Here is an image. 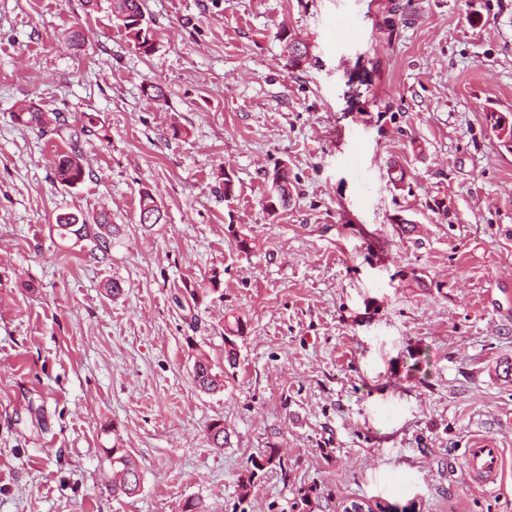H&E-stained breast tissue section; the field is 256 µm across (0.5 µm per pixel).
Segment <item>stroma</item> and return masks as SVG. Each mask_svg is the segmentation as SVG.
Segmentation results:
<instances>
[{"label":"stroma","mask_w":512,"mask_h":512,"mask_svg":"<svg viewBox=\"0 0 512 512\" xmlns=\"http://www.w3.org/2000/svg\"><path fill=\"white\" fill-rule=\"evenodd\" d=\"M144 11L148 56L108 0H0V512H512V153L485 121L512 108V0ZM284 30L308 46L295 69ZM29 101L106 127L77 188L54 178L65 143L14 124ZM280 165L293 200L273 219ZM145 189L163 223H140ZM103 211L105 261L59 237L57 215ZM231 316L238 364L202 391L194 360L223 365ZM484 436L504 455L487 488L464 469ZM114 446L134 495L112 492Z\"/></svg>","instance_id":"stroma-1"}]
</instances>
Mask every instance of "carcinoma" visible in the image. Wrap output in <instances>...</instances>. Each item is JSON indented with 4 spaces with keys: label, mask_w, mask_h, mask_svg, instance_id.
Instances as JSON below:
<instances>
[{
    "label": "carcinoma",
    "mask_w": 512,
    "mask_h": 512,
    "mask_svg": "<svg viewBox=\"0 0 512 512\" xmlns=\"http://www.w3.org/2000/svg\"><path fill=\"white\" fill-rule=\"evenodd\" d=\"M109 8L112 19L117 27L124 32L129 44L135 53L149 55L155 50V34L153 28L145 18L143 0H109ZM283 44V56L291 67H297L308 55V46L301 40L283 31L280 34ZM14 121L21 126L52 127V132L58 138L65 141L67 149L58 153L55 160V175L57 180L68 188H76L85 179V167L83 165L80 141L82 137L99 134L95 118L86 116V121L77 124L70 121V117L64 112L53 114L44 107L31 104L13 114ZM272 190L284 197V201L278 203L279 210L270 211L268 215L275 218L279 211L287 208L292 199L291 183L288 181V171H283L282 184H277L275 175H270ZM164 220V213L157 203L154 195L144 190L139 200V223L159 224ZM56 227L63 238H74L78 241L90 240L94 243V249L98 250L102 257H107L111 248L112 223L107 213H100L95 220L88 221L82 214L64 213L56 218ZM246 323L241 318L224 321V361L233 368L237 362V349L235 339L245 334ZM193 380L205 391H217L224 387V371H215V364L205 355H200L193 364ZM112 454V492L125 495L135 494L140 487L141 473L135 460L126 452L116 448L110 451ZM275 450L259 460L252 461V469L248 475L239 479L238 487L240 497L246 498L254 484L256 472L264 469L265 464L273 463Z\"/></svg>",
    "instance_id": "1"
}]
</instances>
